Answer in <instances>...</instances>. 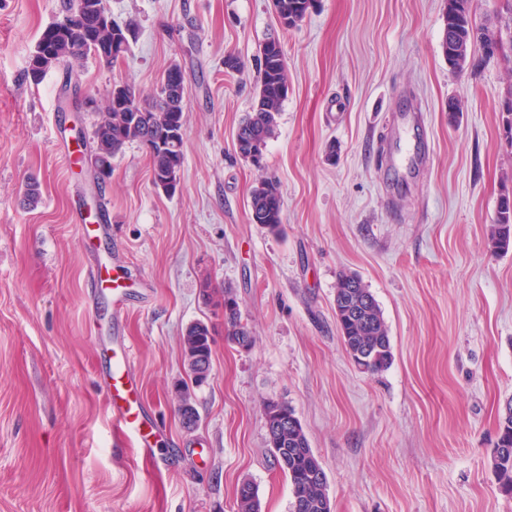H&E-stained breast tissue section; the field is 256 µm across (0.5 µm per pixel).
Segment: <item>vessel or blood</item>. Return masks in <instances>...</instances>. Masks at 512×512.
<instances>
[{"label": "vessel or blood", "mask_w": 512, "mask_h": 512, "mask_svg": "<svg viewBox=\"0 0 512 512\" xmlns=\"http://www.w3.org/2000/svg\"><path fill=\"white\" fill-rule=\"evenodd\" d=\"M131 348L116 336L103 344L101 383L116 424L136 439L143 456H153L157 446L152 419L146 414L139 385L130 370Z\"/></svg>", "instance_id": "obj_1"}]
</instances>
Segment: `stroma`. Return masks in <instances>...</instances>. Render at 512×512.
Listing matches in <instances>:
<instances>
[{
	"label": "stroma",
	"instance_id": "obj_1",
	"mask_svg": "<svg viewBox=\"0 0 512 512\" xmlns=\"http://www.w3.org/2000/svg\"><path fill=\"white\" fill-rule=\"evenodd\" d=\"M65 0H0V512H237L252 481L261 512H289L264 406L294 408L327 474L332 512H512L493 466L498 408L512 398V250L488 232L512 194V41L463 69L441 49L445 0H315L282 27L271 0H105L137 25L115 66L86 59L82 96L113 83L154 95L181 65L188 105L175 192L157 189L131 143L97 186L59 134L90 137L98 114L58 110L61 69L26 77ZM289 89L261 166L236 149L269 36ZM235 55L241 71L224 67ZM459 111H449V103ZM276 180L282 224L252 223L250 192ZM37 183L35 205L23 202ZM106 202L112 242L86 252L80 223ZM124 283L90 302L87 269ZM358 273L389 327L390 367L360 370L333 310L339 272ZM253 336L227 337L224 288ZM212 332L207 379L181 345ZM124 337L154 459L115 426L97 336ZM199 413L186 430L178 390Z\"/></svg>",
	"mask_w": 512,
	"mask_h": 512
}]
</instances>
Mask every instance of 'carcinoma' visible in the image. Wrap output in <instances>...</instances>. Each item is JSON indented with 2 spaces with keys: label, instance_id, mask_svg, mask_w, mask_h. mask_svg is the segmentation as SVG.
<instances>
[{
  "label": "carcinoma",
  "instance_id": "carcinoma-1",
  "mask_svg": "<svg viewBox=\"0 0 512 512\" xmlns=\"http://www.w3.org/2000/svg\"><path fill=\"white\" fill-rule=\"evenodd\" d=\"M277 15L288 16L292 22H301L312 7L313 0H272ZM73 0L65 4L63 20L46 26L30 56L28 77L38 82L53 67L62 66L65 73L92 56L99 62L112 66L121 60L118 55H100V49L109 42H118L129 50L134 32L129 24L111 21L97 30L96 36L81 43L73 40L72 30L66 25L70 20ZM446 33L453 38H443L442 52L448 64L460 69L465 64L474 43L471 25L470 0H448L445 18ZM512 37V3L506 4V15L500 17L499 38L481 37L484 51L492 54L499 47L501 35ZM259 89L252 112L240 123L236 140L240 141L239 154L254 166H259L267 140L278 124L283 100L288 94V67L281 42L270 37L260 48ZM167 87L160 88L151 101H142L145 121L133 122L132 113L125 102L137 98L128 84L112 86V98L105 99L98 109L99 119L94 124L91 143L82 161L107 162L105 174H112V159L130 143L149 148L153 184L165 191L175 190L183 165V147L162 149L158 141L168 140V134L184 127L187 108L185 75L181 66L174 64L164 74ZM250 216L256 223L271 231L282 224V200L277 183L263 180L250 193ZM491 250L506 253L512 248V198L501 199L497 218L489 231ZM336 323L342 343L353 361L368 372L387 369L393 359L389 328L382 310L355 272H343L336 281L334 294ZM224 322L232 328L230 339L238 345L252 343L246 324L242 323L240 309L224 312ZM182 347L192 379L201 382L204 377L196 374L195 365L211 360V330L203 322L189 325L182 336ZM267 442L273 448L277 465L288 479L291 489L290 512H331L326 493L327 477L323 465L311 448L300 420L292 407L285 402H269L265 407ZM498 440L493 453V464L502 490L512 494V398L506 408L498 412ZM237 512H261L256 487L246 480L237 489Z\"/></svg>",
  "mask_w": 512,
  "mask_h": 512
}]
</instances>
